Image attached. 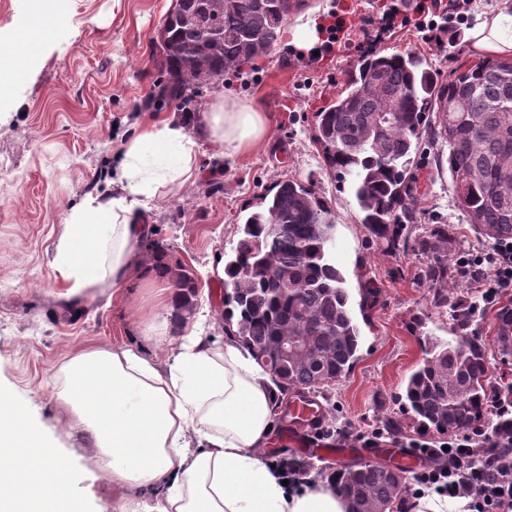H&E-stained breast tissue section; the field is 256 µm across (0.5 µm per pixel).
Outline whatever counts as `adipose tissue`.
I'll use <instances>...</instances> for the list:
<instances>
[{"label": "adipose tissue", "instance_id": "1", "mask_svg": "<svg viewBox=\"0 0 512 512\" xmlns=\"http://www.w3.org/2000/svg\"><path fill=\"white\" fill-rule=\"evenodd\" d=\"M31 0L15 50L0 53V99L15 71L31 66L40 35ZM471 46L512 53V13L478 19ZM212 141L238 153L263 140L267 120L216 98L206 116ZM197 142L177 122L151 126L124 149L120 195L88 194L68 213L52 266L71 295L105 297L140 269L141 209L159 187L189 179ZM66 397L89 428L99 470L134 496L156 499L144 512H349L335 486L316 480L299 492L282 483L264 451L277 389L239 342L217 347L194 335L167 347L165 360L132 347H92L63 365ZM0 512H84L67 455L11 398L0 394Z\"/></svg>", "mask_w": 512, "mask_h": 512}]
</instances>
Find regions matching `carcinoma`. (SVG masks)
Masks as SVG:
<instances>
[{
    "label": "carcinoma",
    "mask_w": 512,
    "mask_h": 512,
    "mask_svg": "<svg viewBox=\"0 0 512 512\" xmlns=\"http://www.w3.org/2000/svg\"><path fill=\"white\" fill-rule=\"evenodd\" d=\"M285 17L280 0H172L156 38L168 75L156 96L182 100L184 91L265 54ZM426 131L448 147V173L467 223L490 241L512 237V58L459 65L439 84L422 56L374 51L316 113L325 165L350 182L363 223L379 239L395 241V229L412 218V170ZM262 206L224 261L231 287L224 317L236 320L238 341L282 390L318 391L351 371L360 338L345 277L331 258L335 217L312 185L294 178L266 192ZM448 236V225L437 224L417 242L437 306L448 305V289L457 287ZM167 271L177 289L174 319L183 322L193 312L196 280L179 262ZM473 318L460 303L452 339L424 336L425 357L396 396L424 429L455 434L488 414L494 385ZM299 340L309 354L278 355ZM494 343L501 357L512 358L509 304L500 308ZM336 483L351 512H402L408 494L403 476L378 463L348 467Z\"/></svg>",
    "instance_id": "1"
}]
</instances>
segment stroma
I'll return each instance as SVG.
<instances>
[{
  "mask_svg": "<svg viewBox=\"0 0 512 512\" xmlns=\"http://www.w3.org/2000/svg\"><path fill=\"white\" fill-rule=\"evenodd\" d=\"M172 0H59L69 17L37 48L38 61L11 95L0 99V391L14 396L45 435L72 458L74 487L88 512H127L124 491L101 476L88 448L84 423L63 397L61 366L80 350L132 346L158 354L150 318L166 325V339L180 344L197 318L208 315L209 336L233 333L225 323L220 256L231 253L259 197L277 181L312 183L336 216L331 254L346 279L359 319L358 360L342 380L320 393L326 410L322 442L344 448L340 458H319L316 474L328 476L367 462L365 439L379 448H409L423 436L404 416L395 396L422 361L423 333L447 339L452 311L432 303L423 276L425 258L414 241L434 224H456L449 254L478 244L451 188L439 147L424 139L413 185V223L396 249L376 238L349 186L326 171L314 141V115L339 94L361 53L345 46L313 63L300 60L287 17L267 54L225 72L191 102L152 101L165 78L154 40ZM391 0H305L303 13L347 14L353 27L380 18ZM367 50L424 54L438 81L456 63L471 65L469 28L449 26L442 45L425 44L414 25L369 35ZM266 113V135L251 150L228 154L205 132L206 114L217 96ZM164 119L187 125L198 144L199 169L184 183L161 188L144 214L148 231L139 251L162 265L193 270L197 304L192 318L177 324L171 313L154 312V288L127 280L111 299L66 295L51 261L59 227L73 205L89 193L118 191L113 181L125 144ZM423 328H416V319ZM396 417L399 430L384 420Z\"/></svg>",
  "mask_w": 512,
  "mask_h": 512,
  "instance_id": "obj_1",
  "label": "stroma"
}]
</instances>
